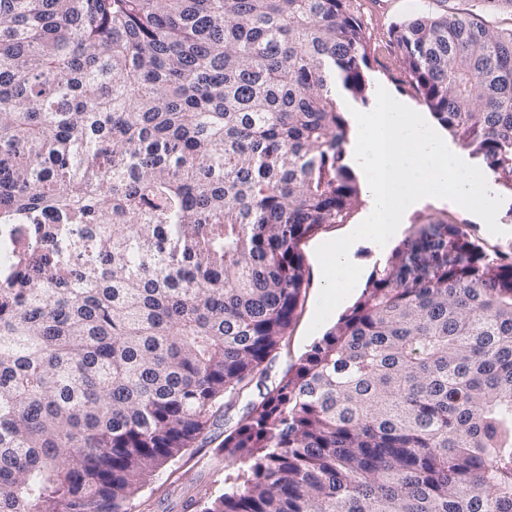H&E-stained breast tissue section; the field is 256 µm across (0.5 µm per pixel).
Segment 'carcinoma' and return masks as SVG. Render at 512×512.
I'll return each instance as SVG.
<instances>
[{
    "instance_id": "obj_1",
    "label": "carcinoma",
    "mask_w": 512,
    "mask_h": 512,
    "mask_svg": "<svg viewBox=\"0 0 512 512\" xmlns=\"http://www.w3.org/2000/svg\"><path fill=\"white\" fill-rule=\"evenodd\" d=\"M391 34L512 189V30ZM368 69L358 0H0V512H134L264 372ZM218 452L197 512H512V257L420 225Z\"/></svg>"
}]
</instances>
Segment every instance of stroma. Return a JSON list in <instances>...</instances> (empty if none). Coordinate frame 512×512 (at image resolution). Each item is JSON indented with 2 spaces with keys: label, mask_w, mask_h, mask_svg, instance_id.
Returning <instances> with one entry per match:
<instances>
[{
  "label": "stroma",
  "mask_w": 512,
  "mask_h": 512,
  "mask_svg": "<svg viewBox=\"0 0 512 512\" xmlns=\"http://www.w3.org/2000/svg\"><path fill=\"white\" fill-rule=\"evenodd\" d=\"M361 3L368 22L366 35L371 59L366 98L362 101L350 97L343 100L344 107L361 112L371 111L377 90L381 87L408 101L418 111L426 109L422 99L411 91L406 82V74L390 38L394 25L422 14L437 16L475 12L490 30L512 29V8L500 4L499 0H492L491 4L481 9L476 8L475 0H361ZM494 191L503 199L497 215L501 234H491L482 219L468 210L446 201L431 200L408 214L400 235L408 237L422 224L458 222L466 224L468 232L488 257L512 255V190L498 185ZM367 210V202H360L348 223L322 226L299 242L297 250L306 268L307 283L288 334L273 354L269 369L271 379L276 380L284 375L319 338L318 333L309 330L322 287L316 259L317 247L324 239L347 235L353 226L361 223ZM256 396L253 390L244 394L228 415L215 418L207 435L192 453L156 472L150 485L137 499L135 512H196L193 505L195 498L221 489L224 485L225 461L218 447L225 431L231 430L247 404Z\"/></svg>",
  "instance_id": "obj_1"
}]
</instances>
